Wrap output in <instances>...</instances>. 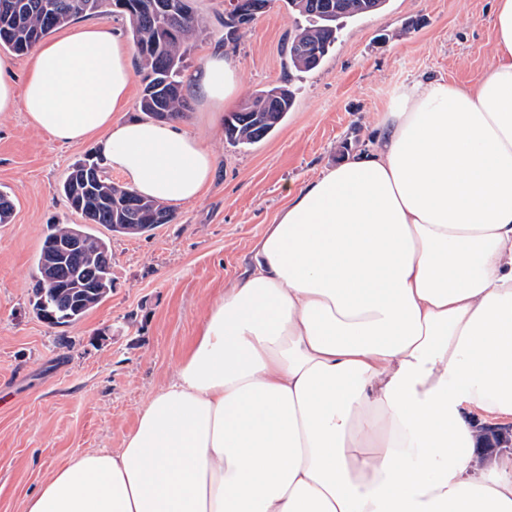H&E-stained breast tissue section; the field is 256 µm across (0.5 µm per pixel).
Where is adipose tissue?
Wrapping results in <instances>:
<instances>
[{"mask_svg": "<svg viewBox=\"0 0 512 512\" xmlns=\"http://www.w3.org/2000/svg\"><path fill=\"white\" fill-rule=\"evenodd\" d=\"M496 63L422 76L373 146L286 203L252 264L203 316L123 448L74 454L27 512H512V454L476 455L471 414L512 420V0H493ZM131 52L106 23L0 56V112L64 145L97 139L162 205L214 175L177 120L121 119ZM223 111L216 52L185 78Z\"/></svg>", "mask_w": 512, "mask_h": 512, "instance_id": "1", "label": "adipose tissue"}]
</instances>
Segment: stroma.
Segmentation results:
<instances>
[{
	"instance_id": "stroma-1",
	"label": "stroma",
	"mask_w": 512,
	"mask_h": 512,
	"mask_svg": "<svg viewBox=\"0 0 512 512\" xmlns=\"http://www.w3.org/2000/svg\"><path fill=\"white\" fill-rule=\"evenodd\" d=\"M224 5L193 0L206 32L189 46L186 71L220 48L240 65L234 107L276 85L290 87L292 106L269 136L242 146L225 140L222 117L192 104L183 122L215 156L212 182L147 233L91 225L112 252V290L75 323L42 322L32 289L49 226L84 221L60 187L75 163L100 157V147L93 139L54 142L25 112H0V191L14 200L0 224V512H25L72 453L123 447L150 396L175 375L205 311L249 268L286 186L365 150L415 76L468 84L495 63L490 0H387L347 20L307 72L288 59L303 19L286 0H273L230 45Z\"/></svg>"
}]
</instances>
